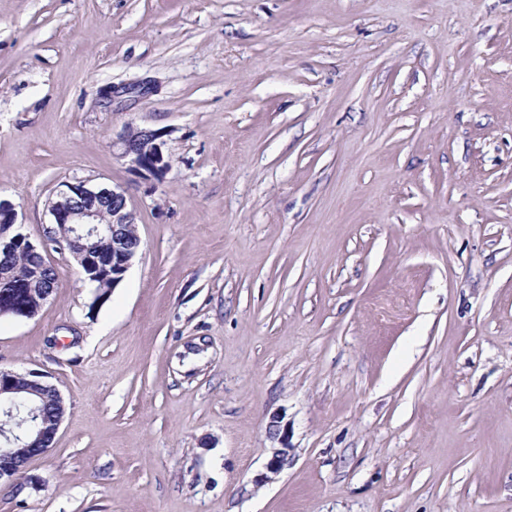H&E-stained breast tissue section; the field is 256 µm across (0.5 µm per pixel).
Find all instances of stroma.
<instances>
[{"label": "stroma", "mask_w": 512, "mask_h": 512, "mask_svg": "<svg viewBox=\"0 0 512 512\" xmlns=\"http://www.w3.org/2000/svg\"><path fill=\"white\" fill-rule=\"evenodd\" d=\"M75 179L140 252L0 317L67 402L0 512H512V0H0V198ZM164 131L128 125L112 150L130 163L138 176L149 182H161L171 168L170 157L165 152ZM282 416L278 413L273 414L268 422L266 429L269 439L278 441L279 448L273 447L272 455L266 464V473L258 479L259 482L271 481L290 463L288 446V428L282 426Z\"/></svg>", "instance_id": "1"}]
</instances>
